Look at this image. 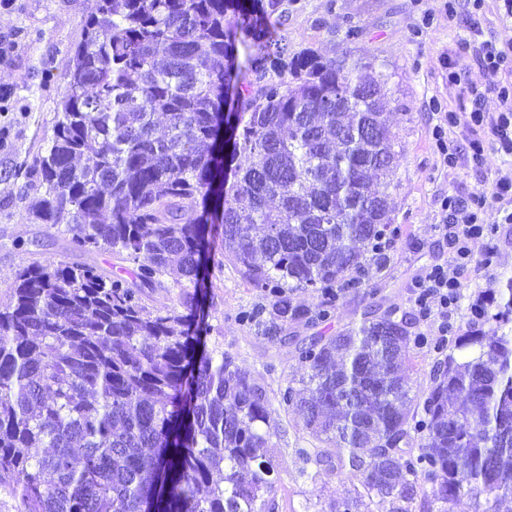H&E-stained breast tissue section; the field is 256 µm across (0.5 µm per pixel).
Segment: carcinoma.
I'll return each instance as SVG.
<instances>
[{
    "mask_svg": "<svg viewBox=\"0 0 512 512\" xmlns=\"http://www.w3.org/2000/svg\"><path fill=\"white\" fill-rule=\"evenodd\" d=\"M269 10L245 0H98L83 23L53 134L21 186L33 220L75 251H108L129 277L89 265H28L0 306V492L21 512H280L267 457L266 390L208 348L211 224L251 287L274 296L241 321L285 341L328 320L367 255L388 254L397 145L390 74L345 50L286 53ZM257 47L235 66L226 13ZM200 209L196 221L181 213ZM177 273L183 306L145 289ZM312 289V311L286 291ZM501 331L470 330L412 394L411 323L368 306L358 322L296 344L306 376L279 404L323 446L297 449L300 476L348 481L330 512H497L512 495V278ZM431 484V491L425 485Z\"/></svg>",
    "mask_w": 512,
    "mask_h": 512,
    "instance_id": "1",
    "label": "carcinoma"
}]
</instances>
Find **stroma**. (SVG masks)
Instances as JSON below:
<instances>
[{
	"label": "stroma",
	"mask_w": 512,
	"mask_h": 512,
	"mask_svg": "<svg viewBox=\"0 0 512 512\" xmlns=\"http://www.w3.org/2000/svg\"><path fill=\"white\" fill-rule=\"evenodd\" d=\"M12 9L0 8V43L13 44L0 57V172L30 167L47 146L56 121V88L63 82L71 49L82 37L83 22L97 0H13ZM277 37L289 50L305 47L324 56L350 48L354 56L386 63L392 79L389 125L398 142L396 187L389 207L398 233L388 251L385 269L363 265L357 272L364 294H347L337 303L334 318L315 327L293 328V337L273 342L242 323V311L267 304L265 293L250 288L237 268L224 256L221 225H213L212 285L209 345L231 353L239 366L264 387L272 401L271 437L267 455L275 464L279 482L277 498L282 507H299L304 500L318 512H328L342 492V477L300 478L298 449L318 447L319 442L303 428L301 416L284 410L279 392L287 380L303 375L295 359L296 337L336 334L359 319L368 305L407 319L422 343L413 349L417 364L411 380L413 391L427 387L433 365L447 355L465 361L468 353L456 349L454 334L471 321L474 302L491 304L499 288L512 277V224H497L501 207L490 190L499 178L512 177V158L486 150L474 160L471 141L483 138L484 129L463 122L470 108L468 88L484 91L483 108L495 116L501 110L496 94L487 91L488 77L479 59V48L492 42H512V21L506 20L499 0H485L481 11H472L468 0H281V10L269 18ZM360 37L343 45L348 27ZM461 75L460 84L448 81L449 70ZM460 120L443 125L445 137L457 151L455 168L444 167L439 158L433 128L445 114ZM487 191V222L497 225L491 242H477L462 278L459 300L451 323L453 335H439L429 320L421 318L414 304L416 284L435 264H449L453 254L438 231L446 214V196L461 200ZM29 202L18 197V184L0 179V304L10 298L16 272L29 264L67 263L90 265L119 274L120 260L104 252H75L68 246L62 226L37 224Z\"/></svg>",
	"instance_id": "35a3bbf8"
}]
</instances>
